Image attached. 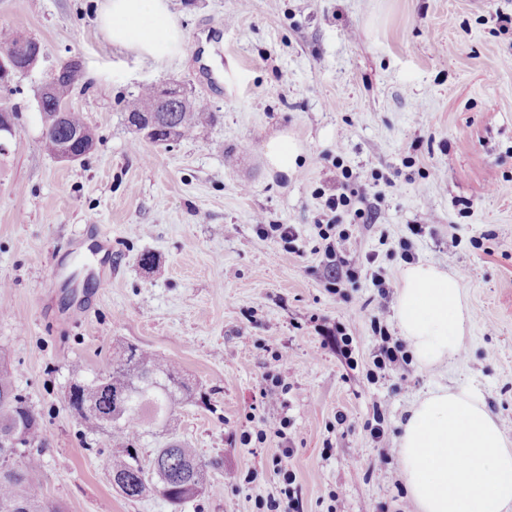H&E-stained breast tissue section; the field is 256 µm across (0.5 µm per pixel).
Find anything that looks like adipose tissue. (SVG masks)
Masks as SVG:
<instances>
[{
	"label": "adipose tissue",
	"mask_w": 512,
	"mask_h": 512,
	"mask_svg": "<svg viewBox=\"0 0 512 512\" xmlns=\"http://www.w3.org/2000/svg\"><path fill=\"white\" fill-rule=\"evenodd\" d=\"M99 25L113 44L159 59L180 51L167 0H105ZM396 317L423 369L453 361L470 320L458 276L431 264L408 267ZM399 456L415 512H507L512 447L482 393L459 385L426 393L402 425Z\"/></svg>",
	"instance_id": "adipose-tissue-1"
}]
</instances>
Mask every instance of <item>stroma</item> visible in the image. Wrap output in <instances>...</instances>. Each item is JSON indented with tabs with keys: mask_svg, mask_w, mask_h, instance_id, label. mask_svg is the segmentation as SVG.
I'll return each mask as SVG.
<instances>
[{
	"mask_svg": "<svg viewBox=\"0 0 512 512\" xmlns=\"http://www.w3.org/2000/svg\"><path fill=\"white\" fill-rule=\"evenodd\" d=\"M102 2L0 0V26L42 47L38 69L11 82L15 133L0 142V357L42 416L33 491L63 512H258L280 494L272 460L288 444L304 512H398L400 425L418 397L458 385L483 392L512 444V27L500 22L512 0H168L183 44L160 60L112 44ZM71 59L84 77L69 104L97 141L61 162L35 95ZM167 79L218 120L167 147L137 142L123 101ZM280 132L302 148L286 178L263 155ZM338 160L376 220L327 209ZM333 219L349 234L336 257L360 278L332 290L319 228ZM263 222L294 225L296 240L282 245ZM90 239L112 244L102 268L84 261ZM420 262L460 276L465 351L368 384L373 318L400 334L396 300L380 302L377 284L401 288ZM338 327L351 359L332 343ZM129 344L179 364L195 400L178 434L222 462L178 511L113 489L64 403L75 368L93 376ZM270 372L287 394L261 396ZM377 403L381 444L367 430ZM282 417L286 439L243 444ZM383 447L386 470L369 475Z\"/></svg>",
	"mask_w": 512,
	"mask_h": 512,
	"instance_id": "1",
	"label": "stroma"
}]
</instances>
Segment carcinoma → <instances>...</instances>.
<instances>
[{"label": "carcinoma", "instance_id": "cac0c4a2", "mask_svg": "<svg viewBox=\"0 0 512 512\" xmlns=\"http://www.w3.org/2000/svg\"><path fill=\"white\" fill-rule=\"evenodd\" d=\"M24 34L9 27L0 28V53L9 51L22 67L27 56L38 49V42L30 39L20 49ZM80 75L61 68L41 114L53 111V106L66 101ZM155 84L141 87L125 101L124 112L131 127L150 117L156 119L160 133L149 142L168 144L194 137L216 119L209 105L199 99L185 96L183 102L168 112H154L158 98ZM95 141L93 130L83 115L70 110L65 119L55 125L47 136L45 146L50 154L64 148L78 155H87L90 143ZM114 391H128L126 401L115 406L101 393L102 374L87 379L75 374L66 395V407L73 416L86 424L91 434H107L118 438L120 450L112 453L109 473L121 478L119 492L128 500H140L157 494L172 507L179 508L204 493L208 486L209 471L219 468L217 460L201 457L190 444L176 433L156 446L145 459L135 452L149 433L147 426L171 425L176 419L179 405L192 397L193 388L182 376L179 366L172 360L129 345L112 353L110 370L105 372ZM41 417L30 405L28 398L15 385L12 369L0 362V443L14 434L24 440L45 447L40 426ZM41 467L39 453L21 449L18 461L0 467V504L17 502L18 512H61L30 491V482Z\"/></svg>", "mask_w": 512, "mask_h": 512}]
</instances>
